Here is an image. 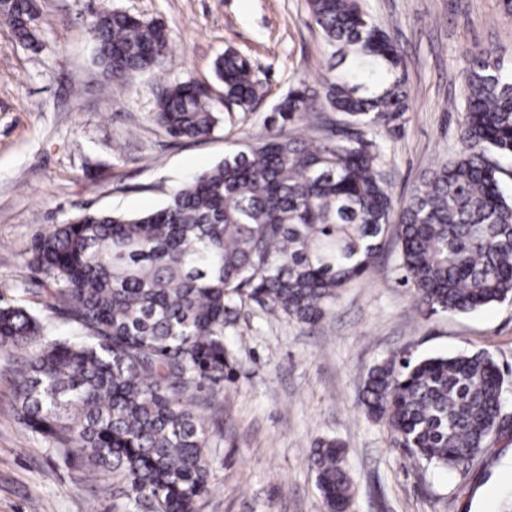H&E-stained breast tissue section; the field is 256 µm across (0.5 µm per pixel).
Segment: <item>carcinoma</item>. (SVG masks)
<instances>
[{"instance_id": "1", "label": "carcinoma", "mask_w": 512, "mask_h": 512, "mask_svg": "<svg viewBox=\"0 0 512 512\" xmlns=\"http://www.w3.org/2000/svg\"><path fill=\"white\" fill-rule=\"evenodd\" d=\"M334 62L318 89L304 82L265 119L269 133L143 214H78L39 235L29 262L49 279L48 306L67 330L45 334L26 307L0 305V348L33 342L17 386L19 418L95 477H124L139 512H197L210 492L212 435L190 391L233 371L224 329L254 302L315 324L339 292L367 275L391 228L400 280L420 311L471 312L512 301V196L491 157L512 158V64L477 45L461 82V148L400 207L379 138L409 110L397 44L361 0H308ZM33 0H0V27L38 49ZM94 62L105 84L167 67L164 24L125 11L92 14ZM224 102L254 112L260 79L226 50L214 63ZM341 115L347 130L309 133L306 118ZM152 119L172 138L201 139L224 121L192 81L161 92ZM296 128L284 133L285 123ZM504 377L486 350L411 360L393 352L360 390L364 416L429 467L468 471L508 430ZM327 512H351L345 450L310 449Z\"/></svg>"}]
</instances>
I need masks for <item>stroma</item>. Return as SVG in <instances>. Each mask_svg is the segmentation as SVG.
<instances>
[{
	"mask_svg": "<svg viewBox=\"0 0 512 512\" xmlns=\"http://www.w3.org/2000/svg\"><path fill=\"white\" fill-rule=\"evenodd\" d=\"M398 44L410 109L389 130L384 169L395 201L460 150L458 97L465 53L476 45L512 60V15L500 0H364ZM160 20L174 45L167 68L106 93L87 21L99 6ZM38 51L0 29V301L64 328L46 308V276L30 265L34 238L78 213L141 214L222 161L231 143L264 137L271 109L298 82L318 86L328 57L307 0H37ZM246 56L262 95L246 121L205 139L176 140L153 122L162 87L195 81L214 111L224 89L213 64ZM233 378L193 393L216 430L211 490L198 512H327L306 458L339 442L352 512H500L512 496V431L495 438L468 473L424 467L393 449L388 426L366 419L358 397L369 370L394 352L415 359L481 349L505 376L512 416V304L425 314L400 280L389 235L374 269L344 288L316 324L273 319L257 304L225 331ZM30 348L0 349V512H125L118 478L102 493L85 467L19 420L15 385Z\"/></svg>",
	"mask_w": 512,
	"mask_h": 512,
	"instance_id": "obj_1",
	"label": "stroma"
}]
</instances>
